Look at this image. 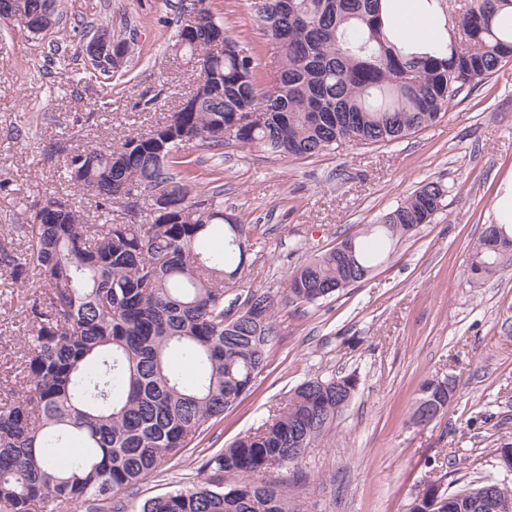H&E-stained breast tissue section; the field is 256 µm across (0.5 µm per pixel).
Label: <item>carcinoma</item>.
Returning a JSON list of instances; mask_svg holds the SVG:
<instances>
[{
	"instance_id": "obj_1",
	"label": "carcinoma",
	"mask_w": 512,
	"mask_h": 512,
	"mask_svg": "<svg viewBox=\"0 0 512 512\" xmlns=\"http://www.w3.org/2000/svg\"><path fill=\"white\" fill-rule=\"evenodd\" d=\"M205 0L188 16L207 32L179 34L199 64L186 104L146 133L110 149L86 147L66 160L69 181L95 207H123L128 221L96 222L77 202L56 197L52 215L35 203L25 224L0 243V269L43 291L15 363L0 378V512H53L56 502L124 512L129 488L162 469L209 420L224 415L264 368L277 334L274 300L236 287L247 227L224 214L217 186L193 192L190 142L224 141L310 157L345 142L392 143L432 124L466 87L512 62V29L496 23L512 0H465L448 14L450 52H406L385 33L381 0H251L277 72L264 75L227 34ZM60 0H13L0 20L27 30L53 27ZM447 194L428 181L364 234L391 242L431 222ZM150 206L151 221L135 218ZM392 253L347 237L294 266L284 298L316 304L362 282ZM512 259V234L487 225L469 270L488 276ZM231 296L229 303L224 297ZM353 374L303 381L254 431L199 467L189 488L149 499L140 512H293L286 481L262 476L295 464L331 429L357 390ZM413 420L448 409L451 382L420 387ZM494 478L447 494L455 499Z\"/></svg>"
}]
</instances>
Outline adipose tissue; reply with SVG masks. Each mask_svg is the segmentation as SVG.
I'll return each mask as SVG.
<instances>
[{
	"mask_svg": "<svg viewBox=\"0 0 512 512\" xmlns=\"http://www.w3.org/2000/svg\"><path fill=\"white\" fill-rule=\"evenodd\" d=\"M382 14L389 29L419 50L449 44L448 17L441 0H383Z\"/></svg>",
	"mask_w": 512,
	"mask_h": 512,
	"instance_id": "obj_1",
	"label": "adipose tissue"
}]
</instances>
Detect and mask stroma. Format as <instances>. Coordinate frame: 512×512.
Masks as SVG:
<instances>
[{
  "mask_svg": "<svg viewBox=\"0 0 512 512\" xmlns=\"http://www.w3.org/2000/svg\"><path fill=\"white\" fill-rule=\"evenodd\" d=\"M211 6L260 71L273 72L250 0ZM186 19L182 0H62L46 34L16 18L0 22V233L24 223L35 202L71 194L63 175L71 153L148 130L193 90L196 66L177 48ZM101 27L134 39L108 79L82 53ZM184 153L197 188L223 186L225 212L251 227L244 288L276 297L295 265L380 222L423 183L442 182L448 194L432 223L399 241L366 280L317 305H278L269 361L250 391L130 489L126 506L191 486L201 460L258 427L306 378L350 372L358 390L335 428L280 471L296 512H406L436 479L451 491L488 475L512 485L496 460L512 446V264L478 280L467 271L473 243L495 221L496 188L512 172V63L397 143L294 157L228 140ZM31 299L0 275V364L26 337ZM449 376L456 392L447 411L413 424L421 383Z\"/></svg>",
  "mask_w": 512,
  "mask_h": 512,
  "instance_id": "1",
  "label": "stroma"
}]
</instances>
